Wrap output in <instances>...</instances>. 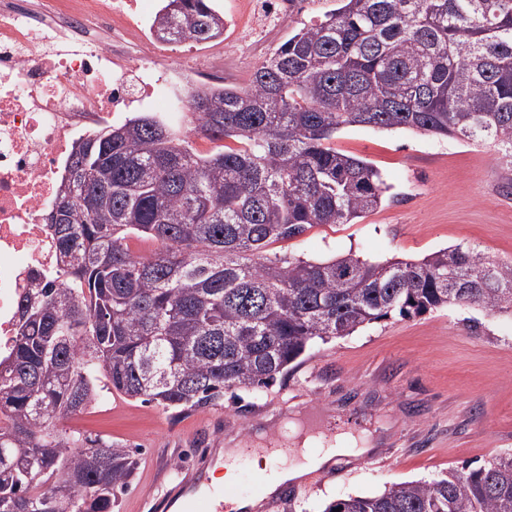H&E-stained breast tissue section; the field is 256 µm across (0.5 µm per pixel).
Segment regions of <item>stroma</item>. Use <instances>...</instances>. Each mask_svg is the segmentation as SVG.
<instances>
[{"mask_svg":"<svg viewBox=\"0 0 512 512\" xmlns=\"http://www.w3.org/2000/svg\"><path fill=\"white\" fill-rule=\"evenodd\" d=\"M221 2L230 17L224 82L240 88L261 57L338 5L303 0L259 49L239 40L233 23L254 0ZM331 144L372 162L392 201L349 224L312 226L272 244L271 252L307 260L351 252L383 261L462 244L512 262V194L500 188L493 145L372 127L341 129ZM82 417L86 432L138 452V469L114 512H136L140 494L160 498L171 478L212 461L219 448L242 449L234 489L251 494L249 449H267L275 467L313 435L344 454L332 469L308 476L281 512H324L339 499L512 454V315L458 305L413 318L394 313L312 344L272 386L225 394L221 405L176 413L115 397L110 408L94 407ZM367 437L376 453L355 455Z\"/></svg>","mask_w":512,"mask_h":512,"instance_id":"stroma-1","label":"stroma"}]
</instances>
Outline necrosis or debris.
<instances>
[{
  "instance_id": "necrosis-or-debris-1",
  "label": "necrosis or debris",
  "mask_w": 512,
  "mask_h": 512,
  "mask_svg": "<svg viewBox=\"0 0 512 512\" xmlns=\"http://www.w3.org/2000/svg\"><path fill=\"white\" fill-rule=\"evenodd\" d=\"M142 0H0V352L29 276L53 261L45 216L78 136L115 118L132 87L184 112L224 77V51H174Z\"/></svg>"
}]
</instances>
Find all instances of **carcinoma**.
Returning a JSON list of instances; mask_svg holds the SVG:
<instances>
[{
  "mask_svg": "<svg viewBox=\"0 0 512 512\" xmlns=\"http://www.w3.org/2000/svg\"><path fill=\"white\" fill-rule=\"evenodd\" d=\"M280 44L246 88L191 96L199 152L160 115L71 148L70 199L50 212L55 267L28 281L0 355V512H112L136 451L60 423L107 392L165 411L273 384L307 347L396 312L450 304L512 313V264L460 247L413 260L324 261L267 247L390 200L345 127L493 143L512 191V0H339ZM167 41L224 34L212 0H166ZM152 241L148 256L127 240ZM61 487L69 495L59 497ZM512 512V454L401 482L326 512Z\"/></svg>",
  "mask_w": 512,
  "mask_h": 512,
  "instance_id": "obj_1",
  "label": "carcinoma"
}]
</instances>
